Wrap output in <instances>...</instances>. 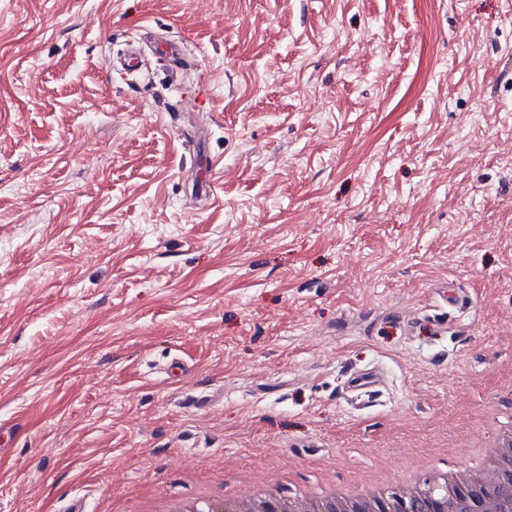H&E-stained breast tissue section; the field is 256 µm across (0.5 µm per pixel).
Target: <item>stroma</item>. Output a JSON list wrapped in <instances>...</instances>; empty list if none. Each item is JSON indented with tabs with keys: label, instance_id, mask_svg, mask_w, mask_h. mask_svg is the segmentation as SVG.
Masks as SVG:
<instances>
[{
	"label": "stroma",
	"instance_id": "1",
	"mask_svg": "<svg viewBox=\"0 0 512 512\" xmlns=\"http://www.w3.org/2000/svg\"><path fill=\"white\" fill-rule=\"evenodd\" d=\"M511 147L512 0H0V512L474 466ZM343 391L360 399H374L380 392V378L368 369L345 368L342 374Z\"/></svg>",
	"mask_w": 512,
	"mask_h": 512
}]
</instances>
